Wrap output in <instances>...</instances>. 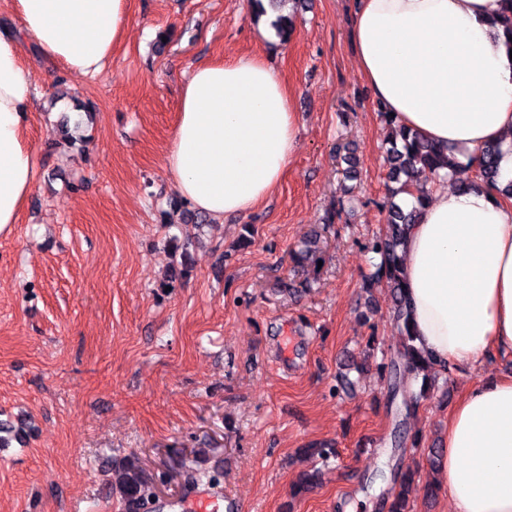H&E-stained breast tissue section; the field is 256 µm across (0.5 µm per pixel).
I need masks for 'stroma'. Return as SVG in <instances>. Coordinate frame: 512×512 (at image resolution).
<instances>
[{
  "label": "stroma",
  "mask_w": 512,
  "mask_h": 512,
  "mask_svg": "<svg viewBox=\"0 0 512 512\" xmlns=\"http://www.w3.org/2000/svg\"><path fill=\"white\" fill-rule=\"evenodd\" d=\"M353 5L306 0L284 42L265 36L252 0H128L96 76L23 42L38 179L0 234V421L28 437L0 448V512H124L110 482L128 458L153 479L147 512H178L199 493L189 460L220 473L238 512H368L407 463L420 484L438 481L428 450L453 406L504 367L452 370L407 420L420 447H395L401 398L377 359L400 338L385 282L362 289L377 264L366 245L387 222V130L357 70ZM242 54L270 58L293 92L298 148L256 212L203 221L165 155L189 73ZM333 207L339 219L324 224ZM314 233L324 262L295 271L291 254ZM368 348L354 389L335 391L343 356ZM301 448L338 458L297 497Z\"/></svg>",
  "instance_id": "35a3bbf8"
}]
</instances>
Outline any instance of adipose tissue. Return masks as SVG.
Listing matches in <instances>:
<instances>
[{
  "label": "adipose tissue",
  "instance_id": "1",
  "mask_svg": "<svg viewBox=\"0 0 512 512\" xmlns=\"http://www.w3.org/2000/svg\"><path fill=\"white\" fill-rule=\"evenodd\" d=\"M23 28L66 71L102 72L128 24L127 0H17ZM501 0H357L352 42L373 101L466 165L500 143L512 181V49L493 21ZM35 92L16 37L0 31V232L18 223L37 180L23 139ZM298 146L294 98L265 59L197 67L184 83L165 164L177 193L220 219L276 189ZM417 347L481 368L512 357V202L498 190L430 195L404 247ZM442 480L453 512H512V374L481 380L455 404Z\"/></svg>",
  "mask_w": 512,
  "mask_h": 512
}]
</instances>
